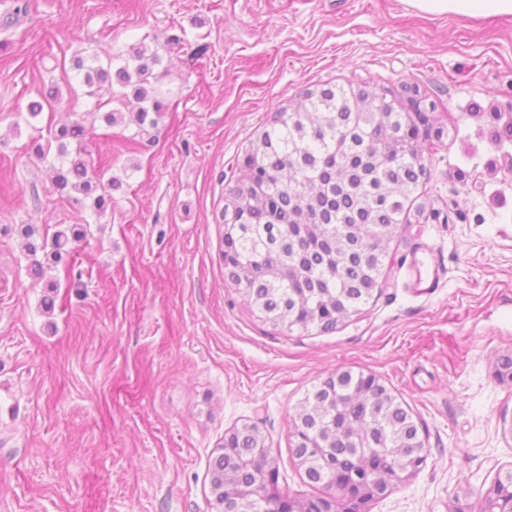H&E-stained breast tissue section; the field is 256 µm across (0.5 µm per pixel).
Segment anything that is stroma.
I'll return each mask as SVG.
<instances>
[{"label": "stroma", "instance_id": "stroma-1", "mask_svg": "<svg viewBox=\"0 0 512 512\" xmlns=\"http://www.w3.org/2000/svg\"><path fill=\"white\" fill-rule=\"evenodd\" d=\"M25 13H17L18 5ZM169 71L156 129L107 126L74 56L141 41ZM418 87L436 125L432 214L390 246L382 295L336 330L283 335L224 281L215 216L237 162L274 112L309 89ZM94 127V173L114 177L97 217L61 198L33 140L50 86ZM512 113V15L435 16L405 0H0V512H216L207 477L225 432L263 433L279 484L316 496L292 421L337 371L375 376L408 411L425 462L370 512H481L512 472V156L490 115ZM139 138L138 149L127 142ZM84 224L34 278L17 229ZM443 255L434 293L408 288L421 245Z\"/></svg>", "mask_w": 512, "mask_h": 512}]
</instances>
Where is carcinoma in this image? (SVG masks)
Wrapping results in <instances>:
<instances>
[{
  "mask_svg": "<svg viewBox=\"0 0 512 512\" xmlns=\"http://www.w3.org/2000/svg\"><path fill=\"white\" fill-rule=\"evenodd\" d=\"M92 64L77 57L87 94L97 108L112 101L134 100L131 121L139 133L156 128L167 99L161 86V59L147 45L132 48L124 63L112 68L114 55L104 51ZM423 101L403 100L390 89L378 94L369 83L348 89L308 90L299 107L274 113L269 127L251 142L240 164L242 177L225 196L216 222L224 225L222 259L231 283L251 311L283 334L296 329L323 332L362 310L387 284L389 245L404 225L420 223L426 205L414 195L429 178L420 141H442L444 129L433 128ZM62 108L55 89L29 102L39 116L44 107ZM490 141L512 143V116L491 113ZM91 130L83 118L50 128V140L32 144L48 159L52 183L60 196L75 204L90 202L98 217L112 207L113 178L90 173L84 143ZM77 144L70 153L68 146ZM30 272L42 276L86 236L83 228L40 235L34 224L22 228ZM43 253L44 260L38 259ZM302 427L294 455L301 460L307 484L325 495L296 497L321 509L336 485L351 479L367 488L373 479L408 473L414 460L399 452L418 439L408 411L387 394L373 376L343 372L334 388L317 385L301 405ZM229 449L209 464L210 492L219 512H239L241 494L256 512H274L288 497L278 485L276 461L266 437L252 425L224 435ZM322 448L336 470L314 460ZM230 485H224V477Z\"/></svg>",
  "mask_w": 512,
  "mask_h": 512,
  "instance_id": "carcinoma-1",
  "label": "carcinoma"
}]
</instances>
